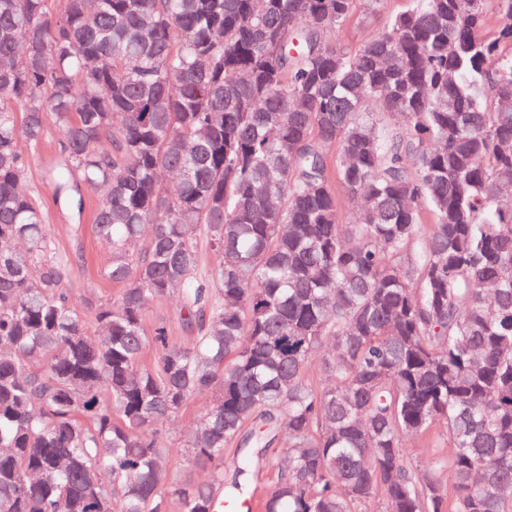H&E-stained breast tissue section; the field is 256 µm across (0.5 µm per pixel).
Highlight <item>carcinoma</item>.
<instances>
[{
    "instance_id": "cac0c4a2",
    "label": "carcinoma",
    "mask_w": 512,
    "mask_h": 512,
    "mask_svg": "<svg viewBox=\"0 0 512 512\" xmlns=\"http://www.w3.org/2000/svg\"><path fill=\"white\" fill-rule=\"evenodd\" d=\"M382 5L0 0V512L246 508L260 468L263 512H512V0L330 39ZM51 124L55 203L104 190L92 333L25 186ZM170 298L181 344L143 325ZM199 393L191 484L162 425ZM406 445L407 453L415 462L425 461L432 454H448L446 436L435 431L410 439Z\"/></svg>"
}]
</instances>
